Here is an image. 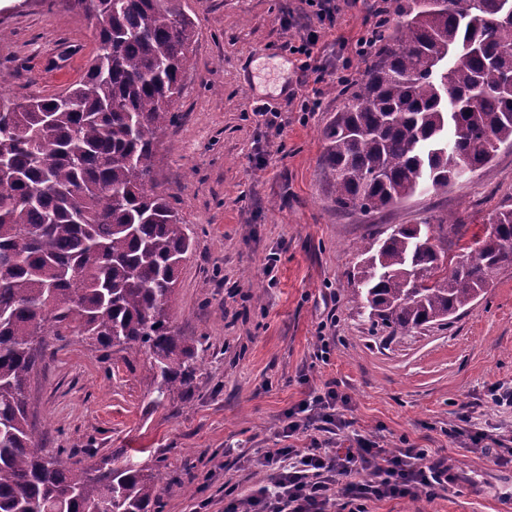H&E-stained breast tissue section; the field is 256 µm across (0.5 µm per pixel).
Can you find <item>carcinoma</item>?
<instances>
[{
  "label": "carcinoma",
  "mask_w": 512,
  "mask_h": 512,
  "mask_svg": "<svg viewBox=\"0 0 512 512\" xmlns=\"http://www.w3.org/2000/svg\"><path fill=\"white\" fill-rule=\"evenodd\" d=\"M95 49L67 90L0 94V512H158L153 471L40 448L28 386L54 342L78 334L148 357L154 403L191 392L199 341L171 319L192 243L155 190L152 158L180 94L195 24L183 0H76ZM388 0L393 29L324 131L336 209L380 214L448 188L512 144V16L505 0ZM445 222L395 226L361 250L360 297L392 332L447 319L512 265V209L468 265L439 247ZM417 271L447 273L431 287Z\"/></svg>",
  "instance_id": "obj_1"
}]
</instances>
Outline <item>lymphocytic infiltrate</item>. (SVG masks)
<instances>
[{
  "mask_svg": "<svg viewBox=\"0 0 512 512\" xmlns=\"http://www.w3.org/2000/svg\"><path fill=\"white\" fill-rule=\"evenodd\" d=\"M255 463L268 474L267 484L247 495L227 487V512H361L368 500L403 499L416 494L435 498L455 476L447 457L425 448L391 450L359 441L334 455L318 446L269 448ZM342 479L333 490L334 479Z\"/></svg>",
  "mask_w": 512,
  "mask_h": 512,
  "instance_id": "1",
  "label": "lymphocytic infiltrate"
}]
</instances>
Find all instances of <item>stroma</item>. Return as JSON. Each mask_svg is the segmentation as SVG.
I'll return each mask as SVG.
<instances>
[{"label": "stroma", "mask_w": 512, "mask_h": 512, "mask_svg": "<svg viewBox=\"0 0 512 512\" xmlns=\"http://www.w3.org/2000/svg\"><path fill=\"white\" fill-rule=\"evenodd\" d=\"M378 2L344 0L313 50L323 79L316 110L304 112L287 45L317 25L305 0H184L197 37L153 169L192 237L171 315L203 341L194 387L155 405L145 355L64 337L29 389L42 448L135 449L158 476L161 512H224L225 484H265L258 450L411 444L447 456L457 481L431 500L366 501L367 512H512V464L492 452L512 435V408L488 396L512 385V266L451 323L395 335L374 325L353 278L370 233L440 219L488 225L511 208L512 146L447 192L379 215L337 210L326 188L323 131L343 104L339 76L365 68L353 45ZM94 47L89 20L66 0H0L1 93L62 92ZM329 383L346 397V428L289 433ZM464 413L467 429L486 432V452L450 436Z\"/></svg>", "instance_id": "1"}]
</instances>
